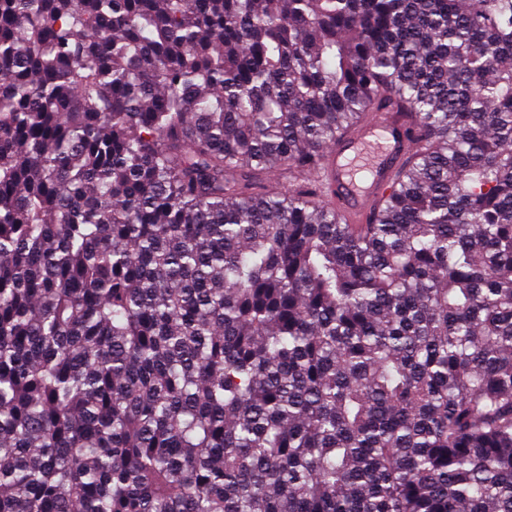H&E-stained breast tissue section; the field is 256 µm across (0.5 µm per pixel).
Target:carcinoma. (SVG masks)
<instances>
[{
	"label": "carcinoma",
	"mask_w": 512,
	"mask_h": 512,
	"mask_svg": "<svg viewBox=\"0 0 512 512\" xmlns=\"http://www.w3.org/2000/svg\"><path fill=\"white\" fill-rule=\"evenodd\" d=\"M0 512H512V0H0ZM412 128L389 112H371L323 152L317 179L349 224H366L390 190L394 169L414 145ZM359 164V165H357ZM362 173L357 177L358 173Z\"/></svg>",
	"instance_id": "obj_1"
}]
</instances>
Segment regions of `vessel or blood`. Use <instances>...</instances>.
<instances>
[{"label": "vessel or blood", "mask_w": 512, "mask_h": 512, "mask_svg": "<svg viewBox=\"0 0 512 512\" xmlns=\"http://www.w3.org/2000/svg\"><path fill=\"white\" fill-rule=\"evenodd\" d=\"M414 141L405 121L379 111L326 148L317 178L347 223H367L378 201L389 192L393 171Z\"/></svg>", "instance_id": "obj_1"}]
</instances>
